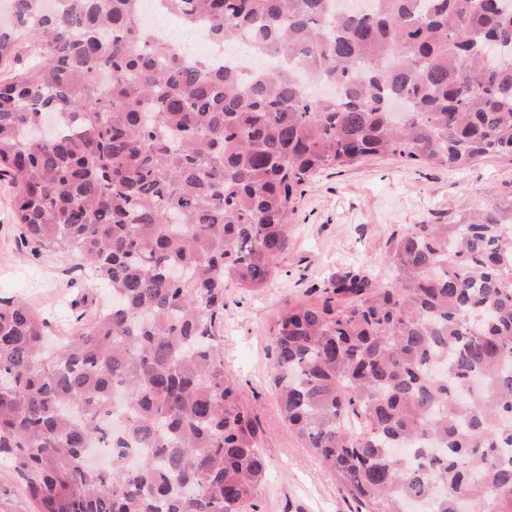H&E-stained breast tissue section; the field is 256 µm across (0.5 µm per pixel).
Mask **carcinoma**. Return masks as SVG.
Instances as JSON below:
<instances>
[{
	"label": "carcinoma",
	"mask_w": 512,
	"mask_h": 512,
	"mask_svg": "<svg viewBox=\"0 0 512 512\" xmlns=\"http://www.w3.org/2000/svg\"><path fill=\"white\" fill-rule=\"evenodd\" d=\"M141 2L10 0L0 19L12 223L112 293L56 346L0 298V459L36 512H258L224 284L265 287L321 170L512 156V0H161L299 67L246 72L156 41ZM385 261L388 283L349 271L279 316L285 423L364 512H512V197L414 225Z\"/></svg>",
	"instance_id": "obj_1"
}]
</instances>
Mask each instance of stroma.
Segmentation results:
<instances>
[{"instance_id": "1", "label": "stroma", "mask_w": 512, "mask_h": 512, "mask_svg": "<svg viewBox=\"0 0 512 512\" xmlns=\"http://www.w3.org/2000/svg\"><path fill=\"white\" fill-rule=\"evenodd\" d=\"M0 185V296L31 301L62 330L92 315L99 292L57 255H32L9 221ZM512 197V158L488 157L451 172L394 157H372L324 170L307 184L266 288L224 286V371L256 415L267 460L260 512H357L333 475L310 456L285 424L270 386L271 333L288 304L316 299L336 275L358 268L378 282L393 273L384 257L394 236L416 224L458 221L462 206L486 207Z\"/></svg>"}]
</instances>
